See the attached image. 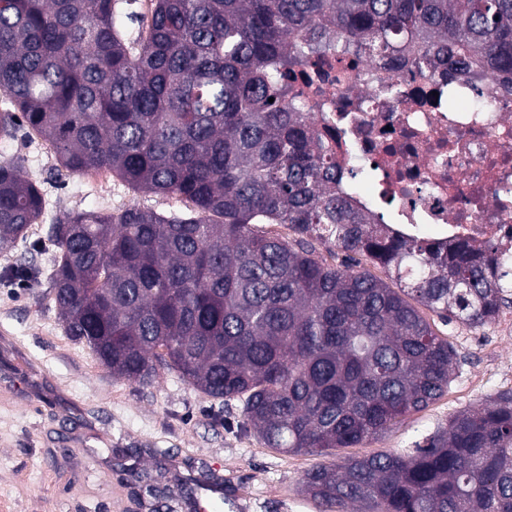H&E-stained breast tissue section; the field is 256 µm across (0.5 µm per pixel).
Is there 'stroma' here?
<instances>
[{
  "label": "stroma",
  "instance_id": "obj_1",
  "mask_svg": "<svg viewBox=\"0 0 512 512\" xmlns=\"http://www.w3.org/2000/svg\"><path fill=\"white\" fill-rule=\"evenodd\" d=\"M18 156L49 211L26 238L0 250V512H153L130 465L173 487L214 474L224 483L220 512H320L299 482L321 456L265 447L241 430L237 402L206 398L176 373L161 372L147 387L113 377L59 318L47 236L57 215L125 205L174 213L185 202L135 193L112 178L56 179L48 143L0 139V161ZM20 264L39 268L37 283L8 277ZM431 323L457 352L447 392L377 438L338 450L337 458L404 451L458 411L512 389V340L496 338L489 325Z\"/></svg>",
  "mask_w": 512,
  "mask_h": 512
}]
</instances>
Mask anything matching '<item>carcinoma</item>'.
<instances>
[{
  "mask_svg": "<svg viewBox=\"0 0 512 512\" xmlns=\"http://www.w3.org/2000/svg\"><path fill=\"white\" fill-rule=\"evenodd\" d=\"M132 2L0 0V137L49 142L59 177L106 171L190 204L56 218L68 335L114 376L150 385L174 370L240 403L246 429L286 454L333 456L439 399L457 354L420 308L488 325L512 305V267L465 242L392 237L354 210L314 114L284 106L286 74L351 43L370 59L404 48L416 64L461 71L472 55L512 73V0H151L148 17ZM47 205L0 162V249ZM130 476L159 512L191 495ZM301 489L322 512H512V392L405 452L320 464Z\"/></svg>",
  "mask_w": 512,
  "mask_h": 512,
  "instance_id": "1",
  "label": "carcinoma"
}]
</instances>
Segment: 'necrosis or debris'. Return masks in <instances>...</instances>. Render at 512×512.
Here are the masks:
<instances>
[{
	"instance_id": "necrosis-or-debris-1",
	"label": "necrosis or debris",
	"mask_w": 512,
	"mask_h": 512,
	"mask_svg": "<svg viewBox=\"0 0 512 512\" xmlns=\"http://www.w3.org/2000/svg\"><path fill=\"white\" fill-rule=\"evenodd\" d=\"M288 103L316 114L338 167L368 168L366 186L347 193L354 208L397 237L461 240L512 264L511 74L473 61L451 75L351 51L293 67Z\"/></svg>"
}]
</instances>
